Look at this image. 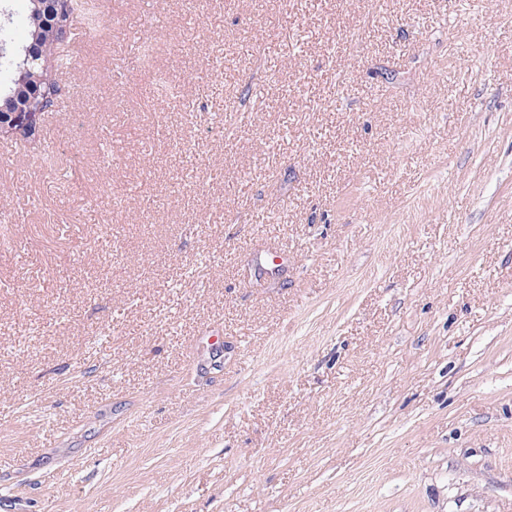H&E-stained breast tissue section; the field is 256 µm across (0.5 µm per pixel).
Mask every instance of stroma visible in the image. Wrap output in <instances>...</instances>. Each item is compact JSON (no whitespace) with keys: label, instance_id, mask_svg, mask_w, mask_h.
I'll return each mask as SVG.
<instances>
[{"label":"stroma","instance_id":"obj_1","mask_svg":"<svg viewBox=\"0 0 512 512\" xmlns=\"http://www.w3.org/2000/svg\"><path fill=\"white\" fill-rule=\"evenodd\" d=\"M97 7L0 137V512H512V0Z\"/></svg>","mask_w":512,"mask_h":512}]
</instances>
